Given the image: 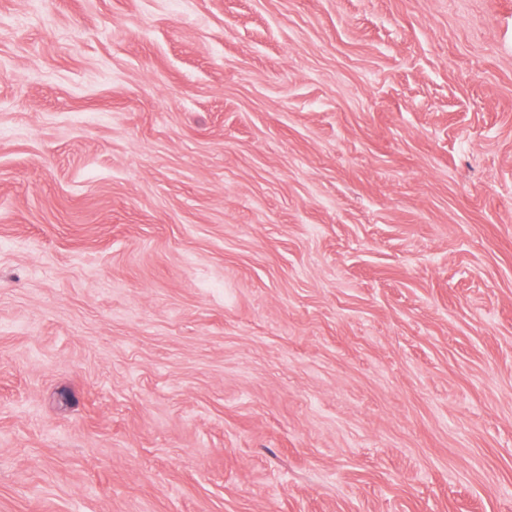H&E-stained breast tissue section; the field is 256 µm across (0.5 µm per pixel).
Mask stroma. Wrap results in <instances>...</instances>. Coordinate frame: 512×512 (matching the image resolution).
Wrapping results in <instances>:
<instances>
[{
	"label": "stroma",
	"instance_id": "obj_1",
	"mask_svg": "<svg viewBox=\"0 0 512 512\" xmlns=\"http://www.w3.org/2000/svg\"><path fill=\"white\" fill-rule=\"evenodd\" d=\"M0 512H512V0H0Z\"/></svg>",
	"mask_w": 512,
	"mask_h": 512
}]
</instances>
